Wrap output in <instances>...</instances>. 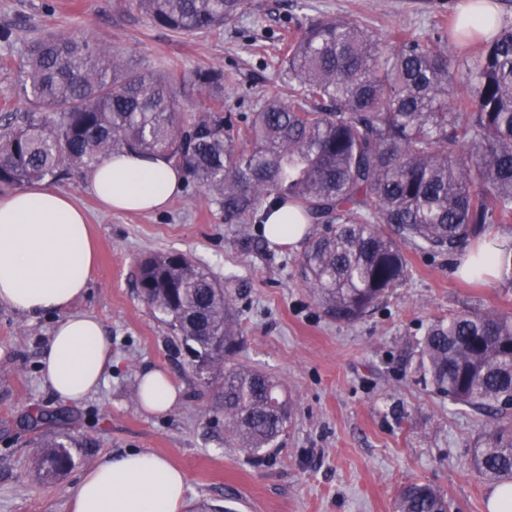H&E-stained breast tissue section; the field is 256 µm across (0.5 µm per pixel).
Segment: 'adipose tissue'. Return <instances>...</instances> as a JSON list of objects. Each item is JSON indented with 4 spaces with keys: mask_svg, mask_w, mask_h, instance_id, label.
<instances>
[{
    "mask_svg": "<svg viewBox=\"0 0 512 512\" xmlns=\"http://www.w3.org/2000/svg\"><path fill=\"white\" fill-rule=\"evenodd\" d=\"M85 181L111 212H159L184 190L185 177L164 156L128 154L88 169ZM96 259L82 208L44 183L0 194V305L29 317L56 315L41 372L58 398L79 402L97 390L112 364L102 323L76 311ZM178 393L169 377L146 370L140 400L162 413ZM185 474L163 456L130 451L103 458L70 491L72 512H182Z\"/></svg>",
    "mask_w": 512,
    "mask_h": 512,
    "instance_id": "1",
    "label": "adipose tissue"
}]
</instances>
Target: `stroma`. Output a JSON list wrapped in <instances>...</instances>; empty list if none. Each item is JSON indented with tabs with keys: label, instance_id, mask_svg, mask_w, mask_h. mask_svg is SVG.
<instances>
[{
	"label": "stroma",
	"instance_id": "35a3bbf8",
	"mask_svg": "<svg viewBox=\"0 0 512 512\" xmlns=\"http://www.w3.org/2000/svg\"><path fill=\"white\" fill-rule=\"evenodd\" d=\"M467 0H248L236 21L185 36L152 24L131 0H0V125L25 111L21 62L46 32L79 33L145 69L191 80L223 69L224 108L245 123L283 68V36L323 16L389 36L447 32ZM85 209L98 245L87 297L77 308L102 322L112 369L80 404L54 396L40 358L55 317L31 319L0 305V512H71L69 491L99 459L130 450L167 457L186 474L184 512H394L398 489L421 479L457 512H488L492 488L471 466L487 415L413 385L406 361L430 323L467 310L512 314L500 276L465 280L459 254L408 250V280L364 319H329L305 288L301 249L265 238L258 221L228 224L192 188L160 213H109L83 174L59 182ZM177 251L217 280H232L241 342L231 361L276 378L293 405L288 432L264 465L227 437L214 390L202 387L169 326L136 288L142 256ZM166 372L180 391L166 413L137 403L141 373ZM68 440L71 468L53 484L32 466L40 441Z\"/></svg>",
	"mask_w": 512,
	"mask_h": 512
}]
</instances>
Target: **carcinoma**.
Here are the masks:
<instances>
[{
    "label": "carcinoma",
    "mask_w": 512,
    "mask_h": 512,
    "mask_svg": "<svg viewBox=\"0 0 512 512\" xmlns=\"http://www.w3.org/2000/svg\"><path fill=\"white\" fill-rule=\"evenodd\" d=\"M154 25L195 36L240 17L245 0H133ZM476 52L449 55L441 38L388 40L350 19L322 17L288 38L279 84L241 126L224 117L218 68L200 69L192 113L174 77L143 71L86 36L48 33L26 50L28 110L0 127V188L61 181L110 156L163 153L189 184L244 224L272 199L310 224L301 255L324 314L352 324L408 277L407 247L453 254L493 224H512V25ZM391 227L384 235L380 225ZM137 287L221 394L224 427L259 457L279 446L291 406L274 377L229 362L240 329L233 292L179 253L139 263ZM222 338L214 344L213 337ZM409 373L455 404L497 417L472 464L512 486V315L465 311L431 323ZM33 462L46 482L69 469L65 443L44 440ZM414 481L395 512H449Z\"/></svg>",
    "instance_id": "carcinoma-1"
}]
</instances>
